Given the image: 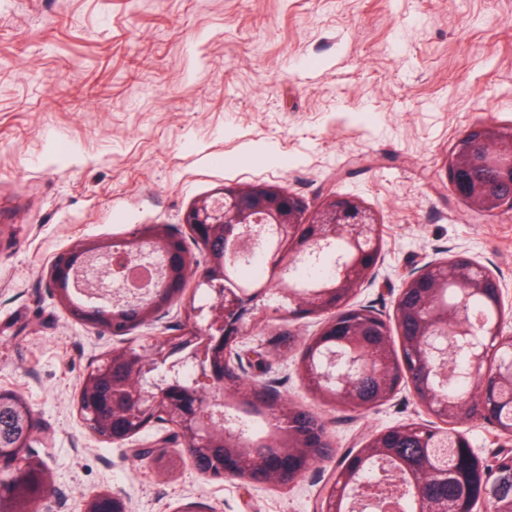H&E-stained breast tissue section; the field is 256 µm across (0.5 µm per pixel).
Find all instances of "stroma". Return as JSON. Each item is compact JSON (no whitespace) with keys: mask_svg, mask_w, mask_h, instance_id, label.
Wrapping results in <instances>:
<instances>
[{"mask_svg":"<svg viewBox=\"0 0 512 512\" xmlns=\"http://www.w3.org/2000/svg\"><path fill=\"white\" fill-rule=\"evenodd\" d=\"M512 127V0H0V388L28 399L49 493L35 512H85L122 491L127 512H311L331 464L293 485L200 474L130 456L169 430L110 443L77 411L84 374L113 349L167 336L202 306L114 336L76 321L47 286L77 243L140 224L182 238L197 200L267 184L319 204L356 196L381 223L374 282L351 302L392 317L402 276L465 254L496 273L512 332V213L479 219L442 163L473 125ZM316 320L259 311L236 352L326 423L338 455L386 427L429 422L408 386L354 412L321 403L295 365ZM291 333L284 355L275 340Z\"/></svg>","mask_w":512,"mask_h":512,"instance_id":"stroma-1","label":"stroma"}]
</instances>
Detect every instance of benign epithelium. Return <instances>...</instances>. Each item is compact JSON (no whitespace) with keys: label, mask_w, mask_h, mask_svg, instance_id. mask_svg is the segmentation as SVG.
Returning a JSON list of instances; mask_svg holds the SVG:
<instances>
[{"label":"benign epithelium","mask_w":512,"mask_h":512,"mask_svg":"<svg viewBox=\"0 0 512 512\" xmlns=\"http://www.w3.org/2000/svg\"><path fill=\"white\" fill-rule=\"evenodd\" d=\"M446 178L452 194L462 201L471 215L487 218L512 212V130L494 123L472 126L454 144L444 161ZM192 235L202 241L204 230L215 226L223 233L210 239L207 252L221 254L219 269L254 256H270L269 278L258 286L234 285L224 276L200 265L192 254L170 248L160 254V270L147 294L168 287L179 275L196 281L213 292L216 305L205 324L197 321L200 309L187 313L180 333L156 339L130 359L131 378L124 392L128 417L139 428L159 424L175 426L182 451L196 470L210 478L233 477L250 484H269L276 478L286 484L300 479L307 467L289 464L288 455L277 448H265L257 454L259 444L240 429L224 427L218 407L228 399L246 409L258 407L277 436L297 430L299 424L282 404L274 386L263 382L251 395L237 381H229L216 372L213 350L223 347V359L231 360L233 347L248 335L254 324L255 311L274 297V311L290 321L318 319L320 336L331 337L332 346L324 349L313 363L298 362L297 371L306 387L324 394L333 405L365 411L380 406L393 396L371 402L357 393L362 376L375 366L382 369L384 352L364 357L357 349L347 355L343 347L359 336L373 332L386 336L397 332L403 345L411 344L409 359L397 370L398 377L412 384L410 369L425 367L420 386L424 397L417 398L423 410L437 420V425L419 424L423 438L440 432L461 419L470 418L467 408L448 402L443 388L452 375L449 364L457 353L465 357V377L481 394L475 415L479 422L494 428L506 445L497 455L512 454V419L502 415L503 404L512 406V334L503 332V292L500 279L486 266L462 255L433 259L410 270L395 299L393 319L389 320L365 307L336 304L339 294L353 295L362 285L374 281L378 259L381 223L373 211L354 196L329 193L318 206L309 209L298 196L265 184L226 187L217 198H202L184 216ZM288 241V249L268 253L272 237ZM348 246L336 255L337 276L329 283L303 282L301 272L318 262L336 241ZM150 239L132 235L118 242L96 259L80 249L58 256L52 266L48 286L66 288L78 271L93 264L111 267L129 258L152 255ZM415 288L428 289V297L418 309L415 323L407 326L405 298ZM480 295L484 309L474 310L472 298ZM141 295L112 293V306H93L103 318L119 317L118 309L142 302ZM195 366L191 385L179 381L180 367ZM223 435L224 464L219 470L202 467V457L212 448L216 433ZM363 484L351 482L348 490L336 486V472H331L315 512H337L341 497L360 499ZM499 484L485 489L484 510L496 506Z\"/></svg>","instance_id":"obj_1"}]
</instances>
